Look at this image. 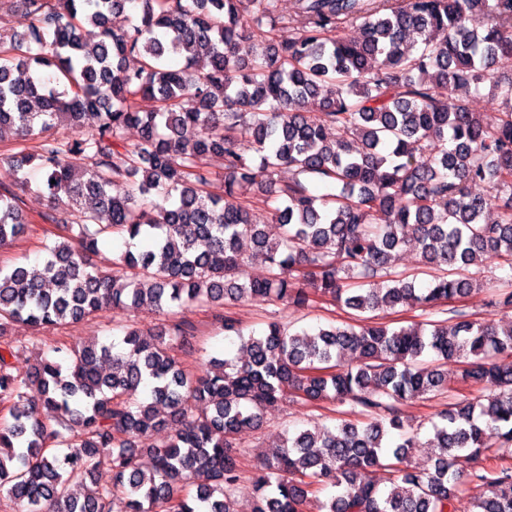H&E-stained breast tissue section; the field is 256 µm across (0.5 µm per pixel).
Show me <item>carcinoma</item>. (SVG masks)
<instances>
[{
    "label": "carcinoma",
    "instance_id": "cac0c4a2",
    "mask_svg": "<svg viewBox=\"0 0 512 512\" xmlns=\"http://www.w3.org/2000/svg\"><path fill=\"white\" fill-rule=\"evenodd\" d=\"M20 2L28 31L0 29V139L37 141L16 164L39 168L79 219L58 225L39 264L0 268V404H10L0 492L14 512H110L114 490L130 512H234L237 436L295 398L369 420L286 436L251 478V512H303L322 487L332 493L317 512H512V318L450 308L399 329L375 320L470 294L482 281L473 266L512 269V79L495 73L512 55V0H295L280 40L255 35L275 27L273 0ZM127 10L138 22L113 28ZM477 13L483 31L468 26ZM350 21L358 40H336ZM487 82L493 123L452 97ZM145 97L156 111H140ZM59 125L67 135L45 136ZM425 152L430 165L417 161ZM213 154L224 158L221 194L209 190ZM245 184L272 223L237 196ZM21 190L0 186L1 246L28 231ZM155 191L171 203L152 202ZM490 209L498 220L485 219ZM110 237L125 250L102 264ZM409 242L431 270L426 288L391 266ZM251 259L264 278L247 277ZM309 281L352 322L290 331L273 321L242 343L246 356L213 357L198 376L171 355L194 337L182 320L147 335L129 326L66 365L44 356L27 376L12 372L18 320L39 332L110 307L206 304L237 333L224 307L249 296L303 306ZM453 359L479 394L436 413L430 466L410 471L401 464L419 440L401 405L445 394L441 367ZM169 425L164 442L137 444ZM104 461L112 486L77 491ZM378 468L395 473L384 489L371 479ZM462 484L475 491L467 508Z\"/></svg>",
    "mask_w": 512,
    "mask_h": 512
}]
</instances>
